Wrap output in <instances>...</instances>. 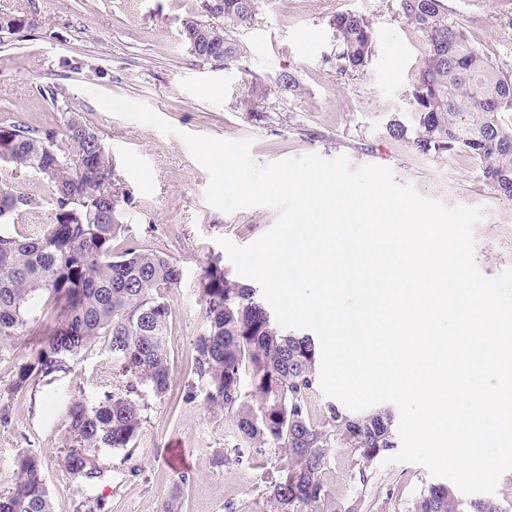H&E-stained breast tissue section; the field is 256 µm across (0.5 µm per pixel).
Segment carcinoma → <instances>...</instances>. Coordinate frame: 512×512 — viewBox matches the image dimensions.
<instances>
[{"label":"carcinoma","mask_w":512,"mask_h":512,"mask_svg":"<svg viewBox=\"0 0 512 512\" xmlns=\"http://www.w3.org/2000/svg\"><path fill=\"white\" fill-rule=\"evenodd\" d=\"M221 2L211 40L201 36L203 15L182 22V41L200 61L213 53L226 64L238 60L236 34L251 26L260 5V0ZM394 2L397 15L423 34L428 54L406 94L413 121L395 117L386 132L423 155L468 154L479 163L489 190L512 200V125L501 118L512 112V75L448 18L445 0ZM330 26L336 33V73L363 71L373 53L369 18L338 12ZM268 92L295 98L304 87L283 70L268 91L248 95L247 111H260ZM0 162L16 174L38 172L52 188L51 222L40 236L27 238L9 231L7 220L39 202L10 182L0 183V341L24 335L39 315L54 323L53 334L19 367L11 393L36 392L40 381L69 371L88 349L102 344L115 362L116 388L95 402L73 399L59 462L83 486L103 477L95 452L113 448L124 451L123 463L138 476L136 440L148 409L140 387L157 398L169 391L172 311L162 290L177 286L182 271L167 256L131 240L114 250L124 225L112 199V157L83 121L70 118L63 128L1 125ZM200 292L206 324L193 342L185 397L204 389L242 440L284 453L286 463L261 476L260 492L273 512H329L330 493L321 479L328 451L338 441L354 449L359 478L367 480L370 465L396 448L392 415H352L330 404L327 423L311 422L308 405L319 355L314 338L278 327L256 299V289L229 278L219 258L203 270ZM41 468L37 453L17 456L15 478L0 493V512H53ZM410 512L512 511L495 500L462 499L451 487L432 484Z\"/></svg>","instance_id":"1"}]
</instances>
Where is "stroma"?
Returning a JSON list of instances; mask_svg holds the SVG:
<instances>
[{"instance_id": "1", "label": "stroma", "mask_w": 512, "mask_h": 512, "mask_svg": "<svg viewBox=\"0 0 512 512\" xmlns=\"http://www.w3.org/2000/svg\"><path fill=\"white\" fill-rule=\"evenodd\" d=\"M453 20L473 44L512 72V0H446ZM200 0H0V16L31 18L30 28L0 33V124L62 125L71 113L99 135L112 156L118 211L126 238L164 253L182 271L165 292L172 310L167 336L172 383L164 399H150L137 439L140 476L132 477L123 453L101 449L102 479L91 488L103 512H162L179 472H188L182 512H268L258 490L263 469L280 460L278 449L247 446L240 462L217 463L216 454L238 435L223 408L205 392L184 399L193 341L205 328L198 290L202 269L224 256L220 239L247 246L266 234L278 213L252 206L230 213L210 205V181L183 134L247 139L261 165L317 154L347 157L351 166L391 168L398 183L425 198L484 211L474 229V254L488 278L512 267V200L493 197L478 164L465 154L419 155L390 138L386 125L407 110L405 95L427 54L414 26L397 17L391 0H261L251 27L241 31L239 61L215 65L195 59L180 36L181 21ZM360 12L372 22L374 53L364 71L337 77L329 58L336 48L331 17ZM292 71L306 89L299 98L267 95L264 108L242 105L280 71ZM97 89L140 102L171 123L166 135L104 110L89 94ZM39 200L18 217L24 234H41L51 218V187L34 171L15 179ZM37 320L26 335L0 344V393L7 395L8 424H0V491L12 483L17 455L42 456V478L53 512H74L75 483L58 462L65 446L72 399L95 401L112 391V356L94 347L69 372L38 392L10 394L18 368L52 333ZM354 452L336 443L323 479L341 505L364 497L368 512H409L427 486L437 483L417 463L375 460L367 484L353 476Z\"/></svg>"}]
</instances>
